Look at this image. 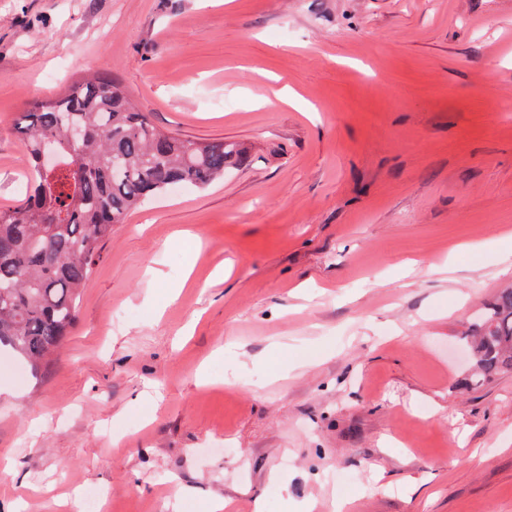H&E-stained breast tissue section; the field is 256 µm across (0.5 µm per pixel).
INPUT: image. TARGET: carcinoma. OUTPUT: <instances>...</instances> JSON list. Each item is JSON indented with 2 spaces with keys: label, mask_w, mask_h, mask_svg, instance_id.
Returning <instances> with one entry per match:
<instances>
[{
  "label": "carcinoma",
  "mask_w": 512,
  "mask_h": 512,
  "mask_svg": "<svg viewBox=\"0 0 512 512\" xmlns=\"http://www.w3.org/2000/svg\"><path fill=\"white\" fill-rule=\"evenodd\" d=\"M18 130L33 184L22 203L0 208V352L37 369L69 336L112 227L174 185L209 186L244 153L160 130L108 73L32 102ZM49 144L85 166L44 170ZM470 332L473 384L512 371V289L481 311Z\"/></svg>",
  "instance_id": "cac0c4a2"
}]
</instances>
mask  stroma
<instances>
[{"mask_svg": "<svg viewBox=\"0 0 512 512\" xmlns=\"http://www.w3.org/2000/svg\"><path fill=\"white\" fill-rule=\"evenodd\" d=\"M103 70L248 161L117 225L0 373V512H512V371L449 353L512 288V0H0V207L22 113Z\"/></svg>", "mask_w": 512, "mask_h": 512, "instance_id": "stroma-1", "label": "stroma"}]
</instances>
